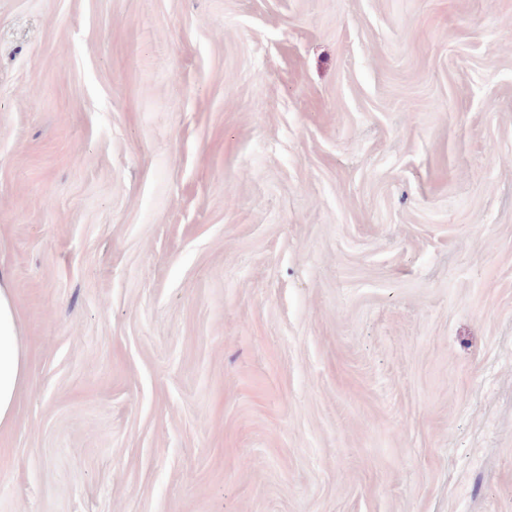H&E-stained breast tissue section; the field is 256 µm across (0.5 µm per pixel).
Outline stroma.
I'll return each mask as SVG.
<instances>
[{
  "instance_id": "obj_1",
  "label": "stroma",
  "mask_w": 512,
  "mask_h": 512,
  "mask_svg": "<svg viewBox=\"0 0 512 512\" xmlns=\"http://www.w3.org/2000/svg\"><path fill=\"white\" fill-rule=\"evenodd\" d=\"M0 512H512V0H0ZM27 352L8 280L0 274V427L13 420L14 399L27 375Z\"/></svg>"
}]
</instances>
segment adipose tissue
Returning <instances> with one entry per match:
<instances>
[{
  "mask_svg": "<svg viewBox=\"0 0 512 512\" xmlns=\"http://www.w3.org/2000/svg\"><path fill=\"white\" fill-rule=\"evenodd\" d=\"M27 366L12 292L7 279L0 276V427L13 420L14 399L26 379Z\"/></svg>",
  "mask_w": 512,
  "mask_h": 512,
  "instance_id": "ef3b65f1",
  "label": "adipose tissue"
}]
</instances>
